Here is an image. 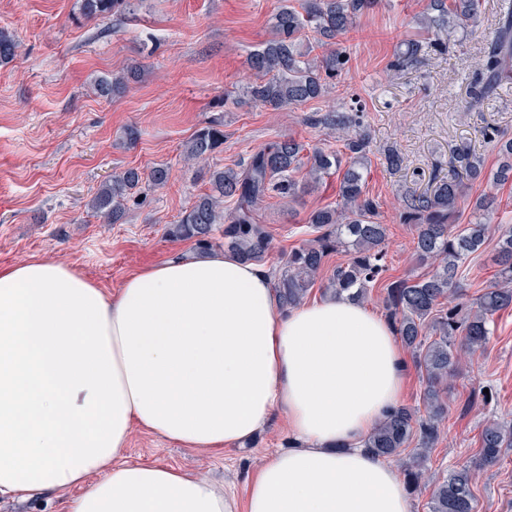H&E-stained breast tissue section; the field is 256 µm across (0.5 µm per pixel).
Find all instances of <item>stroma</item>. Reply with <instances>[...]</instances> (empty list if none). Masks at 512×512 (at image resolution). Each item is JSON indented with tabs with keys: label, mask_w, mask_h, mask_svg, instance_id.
<instances>
[{
	"label": "stroma",
	"mask_w": 512,
	"mask_h": 512,
	"mask_svg": "<svg viewBox=\"0 0 512 512\" xmlns=\"http://www.w3.org/2000/svg\"><path fill=\"white\" fill-rule=\"evenodd\" d=\"M279 0H129L104 21H86L78 0H0V28L15 33L19 47L0 70V265L29 259L60 261L109 291L144 266L195 252L190 241L166 235L195 196L208 188L198 166L186 163L182 145L203 123L224 121V147L211 166L244 163L292 135L305 146L334 147L309 115L360 112L370 135L369 194L388 226L386 279L429 272L414 256L415 233L401 223L403 196L421 193L447 177L458 149L470 148L486 171L498 164L484 130L512 137V79L472 102L478 62L504 0H481L478 26L468 34L427 31L418 19L427 0H379L341 40L346 72L319 100L276 113L250 103L241 90L253 82L247 59L271 37ZM420 42L418 60L390 67L405 41ZM137 66L142 76L122 95L97 97L94 78ZM136 141H129V130ZM401 159L387 162L388 153ZM169 170L164 186H142L122 223L106 224L88 202L112 173L128 168ZM483 193L500 205L486 217L488 239L472 255L466 293L477 297L493 282L499 226H512V184L470 182L466 198ZM336 200L328 179L287 207L276 196L258 213L273 236L274 252L310 238L306 216ZM484 349L471 354L448 384V418L428 456L443 473L475 461L487 419L512 421V309L494 316ZM289 443L288 425L277 417L240 450L221 454L166 443L134 428L124 457L161 462L201 477L224 480L244 493L254 469ZM476 512H512V448L485 469L473 487Z\"/></svg>",
	"instance_id": "stroma-1"
}]
</instances>
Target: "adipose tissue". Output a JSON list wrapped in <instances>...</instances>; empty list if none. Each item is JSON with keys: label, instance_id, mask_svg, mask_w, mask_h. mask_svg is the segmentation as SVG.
<instances>
[{"label": "adipose tissue", "instance_id": "obj_1", "mask_svg": "<svg viewBox=\"0 0 512 512\" xmlns=\"http://www.w3.org/2000/svg\"><path fill=\"white\" fill-rule=\"evenodd\" d=\"M404 383L388 320L343 297L281 308L267 269L228 250L113 293L69 264L0 267V495L67 491V512H410L399 470L362 446ZM279 415L295 445L242 499L122 459L136 427L218 453Z\"/></svg>", "mask_w": 512, "mask_h": 512}]
</instances>
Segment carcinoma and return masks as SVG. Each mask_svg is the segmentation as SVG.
<instances>
[{
    "label": "carcinoma",
    "mask_w": 512,
    "mask_h": 512,
    "mask_svg": "<svg viewBox=\"0 0 512 512\" xmlns=\"http://www.w3.org/2000/svg\"><path fill=\"white\" fill-rule=\"evenodd\" d=\"M126 0H80L79 11L89 19H106L119 12ZM375 0H300L295 7L283 0L271 17L273 36L250 54L248 66L255 81L245 90L249 99L271 111L323 98L330 80L342 74L348 63L335 39L347 34ZM480 0H428L421 19L424 28H452L463 32L476 26ZM309 30L332 43L321 55L303 44L300 34ZM421 45L411 42L396 52L392 66L404 68L415 61ZM17 53L13 33L0 28V67ZM482 81L473 98L481 99L512 77V13L499 17L493 37L487 42L481 63ZM135 73L100 77L93 84L96 95L110 99L124 93ZM343 139L344 151L315 146L309 153L287 135L254 153L238 168H214L205 172L209 191L197 197L178 223L167 229L175 240H191L200 249L223 247L246 261L262 263L272 252V234L258 222L256 211L271 195L298 204L314 191L325 176L341 174L338 203L311 210L307 224L314 237L284 252L271 272L273 288L283 307L302 303L318 279L327 258L343 253L347 260L336 265L324 288L364 300L369 289L381 283L385 272L387 225L377 221V205L366 192L363 169L368 159L369 135L360 121L347 112H326L308 117ZM499 163L490 178L497 183L512 181V139L491 135ZM224 146V123L213 119L197 129L183 144L188 161L203 162ZM455 160L464 173L452 172L424 193L406 197L403 223L415 231V252L420 262L436 261L433 269L413 278L386 285L387 318L402 345L411 352L426 382L423 408L398 406L390 411L365 439L364 447L374 455L401 462L402 452L413 439L418 451L402 462L408 488L434 484L430 512H475L473 486L478 469L495 465L502 449L512 447V424L488 420L482 427L478 460L433 477L426 473L428 449L434 447L441 425L448 417V392L444 383L459 372L467 353L484 347L490 336L489 323L501 310L512 306V230L499 240L498 270L493 285L483 290L472 310L461 301L465 284L463 267L485 243L488 225L480 222L458 231L451 224L463 194V180L485 177L483 161L469 150H458ZM305 171L304 180L295 173ZM169 171L156 166L148 173L126 169L102 183L89 202L106 223H120L127 204L136 198L143 182L154 187L166 184Z\"/></svg>",
    "instance_id": "cac0c4a2"
}]
</instances>
